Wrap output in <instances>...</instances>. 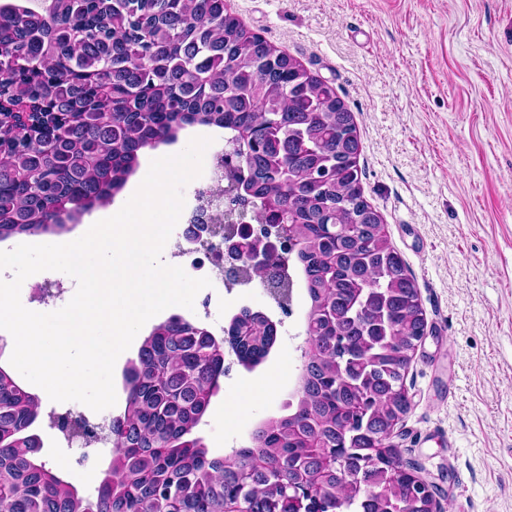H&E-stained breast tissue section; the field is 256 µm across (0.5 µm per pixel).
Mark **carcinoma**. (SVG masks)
<instances>
[{
  "label": "carcinoma",
  "mask_w": 512,
  "mask_h": 512,
  "mask_svg": "<svg viewBox=\"0 0 512 512\" xmlns=\"http://www.w3.org/2000/svg\"><path fill=\"white\" fill-rule=\"evenodd\" d=\"M0 100L25 102L41 139L0 135V240L60 233L112 202L147 148L186 126L237 147L225 178L262 226H290L288 267L309 299L290 412L253 446L210 453L197 428L224 375V348L181 315L156 325L125 370L112 456L84 496L38 455L40 398L0 367V512H431L394 455L373 449L408 412L405 375L423 325L416 282L363 200L354 118L312 77L224 12V0H51L0 5ZM277 325L244 308L224 341L261 363ZM315 477L320 492L305 490Z\"/></svg>",
  "instance_id": "obj_1"
}]
</instances>
